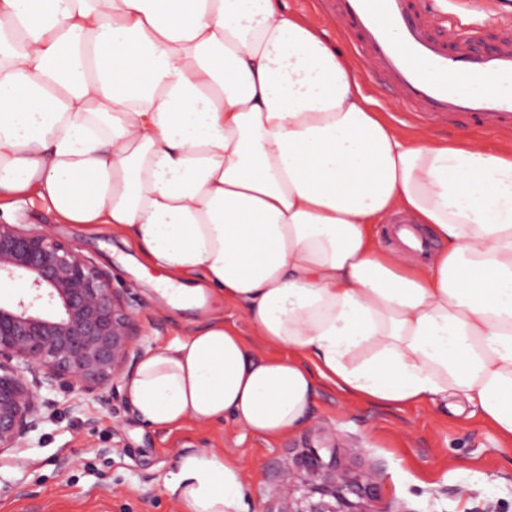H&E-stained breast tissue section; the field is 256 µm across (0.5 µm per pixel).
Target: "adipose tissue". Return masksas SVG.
Instances as JSON below:
<instances>
[{"mask_svg":"<svg viewBox=\"0 0 512 512\" xmlns=\"http://www.w3.org/2000/svg\"><path fill=\"white\" fill-rule=\"evenodd\" d=\"M122 237L174 308L211 316L125 381L163 430L232 420L277 441L322 382L389 407L479 408L512 443V154L398 133L348 58L282 0H0V215ZM436 246L407 264L374 225ZM187 512H239L230 457L163 478Z\"/></svg>","mask_w":512,"mask_h":512,"instance_id":"1","label":"adipose tissue"}]
</instances>
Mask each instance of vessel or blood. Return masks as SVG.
<instances>
[{"label":"vessel or blood","instance_id":"obj_1","mask_svg":"<svg viewBox=\"0 0 512 512\" xmlns=\"http://www.w3.org/2000/svg\"><path fill=\"white\" fill-rule=\"evenodd\" d=\"M377 83L395 90L414 117L512 131V25L485 45L477 30L451 33L435 0H330ZM484 86L466 94L461 84Z\"/></svg>","mask_w":512,"mask_h":512}]
</instances>
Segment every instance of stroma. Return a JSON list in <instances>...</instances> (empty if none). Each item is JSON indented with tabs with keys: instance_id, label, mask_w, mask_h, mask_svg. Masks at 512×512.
<instances>
[{
	"instance_id": "stroma-1",
	"label": "stroma",
	"mask_w": 512,
	"mask_h": 512,
	"mask_svg": "<svg viewBox=\"0 0 512 512\" xmlns=\"http://www.w3.org/2000/svg\"><path fill=\"white\" fill-rule=\"evenodd\" d=\"M288 10L325 30L329 43L350 60L375 111L399 132L435 140L465 135L493 151L512 150V133L439 124L408 116L400 97L381 90L371 64L359 58L319 0H285ZM451 21L485 22V42L496 23L512 21V0H437ZM21 223L39 225L111 268L139 314L144 346L185 335L203 317L194 308L170 310L144 283L131 250L108 233L91 234L57 223L36 207L16 210ZM56 411L26 447L0 454V512H184L163 488L181 458L203 450L231 455L248 489L241 512H278L287 473L276 462L309 447L336 448L354 472L382 471V493L403 512H512V444L464 406L458 413L423 402L387 408L347 399L321 386L305 426L268 441L232 421L223 428L193 422L158 431L143 422L123 389L99 394H55Z\"/></svg>"
}]
</instances>
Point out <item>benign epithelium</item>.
Here are the masks:
<instances>
[{"label":"benign epithelium","instance_id":"benign-epithelium-1","mask_svg":"<svg viewBox=\"0 0 512 512\" xmlns=\"http://www.w3.org/2000/svg\"><path fill=\"white\" fill-rule=\"evenodd\" d=\"M2 279L23 288L0 304V454L25 447L53 415L41 389L97 394L144 351L112 270L50 231L0 223ZM285 467L302 479L288 483L277 512H405L383 499L379 470L353 473L334 448H305Z\"/></svg>","mask_w":512,"mask_h":512}]
</instances>
